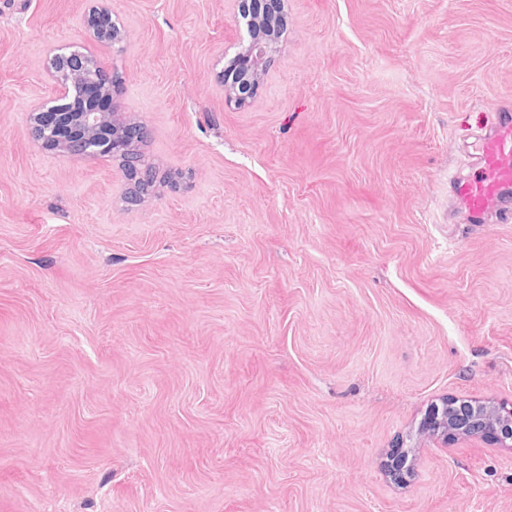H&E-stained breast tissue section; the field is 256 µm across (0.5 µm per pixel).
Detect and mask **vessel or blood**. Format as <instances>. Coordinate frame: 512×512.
Segmentation results:
<instances>
[{"label":"vessel or blood","mask_w":512,"mask_h":512,"mask_svg":"<svg viewBox=\"0 0 512 512\" xmlns=\"http://www.w3.org/2000/svg\"><path fill=\"white\" fill-rule=\"evenodd\" d=\"M479 177L454 181L452 197L458 213L468 223L487 216L512 221V112L499 114L489 133L476 147Z\"/></svg>","instance_id":"1"}]
</instances>
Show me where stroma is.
Returning <instances> with one entry per match:
<instances>
[{"mask_svg":"<svg viewBox=\"0 0 512 512\" xmlns=\"http://www.w3.org/2000/svg\"><path fill=\"white\" fill-rule=\"evenodd\" d=\"M94 4L0 0V512H512L511 449L421 429L512 404V223L448 202L512 0H286L239 108L232 0H112L97 52L176 180L138 202L28 129Z\"/></svg>","mask_w":512,"mask_h":512,"instance_id":"obj_1","label":"stroma"}]
</instances>
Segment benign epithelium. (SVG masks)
<instances>
[{
	"label": "benign epithelium",
	"instance_id": "benign-epithelium-1",
	"mask_svg": "<svg viewBox=\"0 0 512 512\" xmlns=\"http://www.w3.org/2000/svg\"><path fill=\"white\" fill-rule=\"evenodd\" d=\"M238 13L248 19L249 40L224 68V98L241 106L256 97L260 80L270 62L276 38L269 31L280 28L275 6L283 0H234ZM84 26L90 38L102 45L122 41V30L112 20V7L105 4L90 11ZM46 72L54 94L29 113L30 133L36 140L50 141L60 152L74 156L114 155L121 159L127 178L147 182L146 170L129 167L123 145L136 139L141 124L123 112L117 102L118 78L97 57L60 47L49 57ZM82 94L88 106L76 111L72 97ZM99 97L110 98V107L94 105ZM427 430L443 439L474 438L512 447V406L490 401L477 411L449 403L442 412H433L425 422Z\"/></svg>",
	"mask_w": 512,
	"mask_h": 512
}]
</instances>
